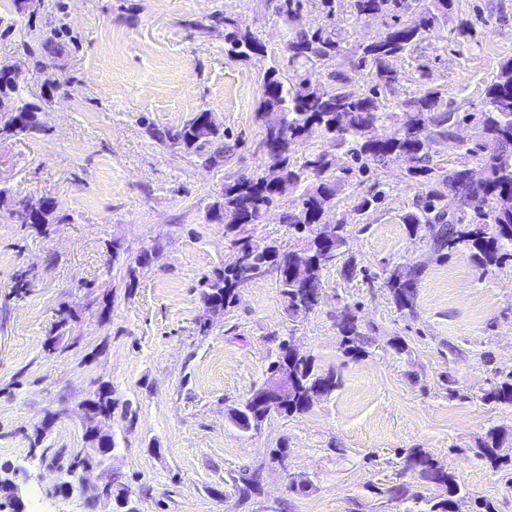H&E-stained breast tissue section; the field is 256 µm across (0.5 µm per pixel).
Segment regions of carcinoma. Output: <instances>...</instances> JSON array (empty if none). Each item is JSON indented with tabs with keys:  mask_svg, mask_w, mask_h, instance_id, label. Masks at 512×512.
<instances>
[{
	"mask_svg": "<svg viewBox=\"0 0 512 512\" xmlns=\"http://www.w3.org/2000/svg\"><path fill=\"white\" fill-rule=\"evenodd\" d=\"M452 0H350L349 19L355 21L369 14L383 13L392 23L387 31L370 42L360 43L355 53L358 64L372 69L373 85L367 94H355L328 85L340 81L341 74L332 70L336 61L345 57L336 28L315 31L291 30L282 61L269 67L264 77V92L258 112L264 125L262 146L270 145L276 153L277 172L263 174L257 167L247 179L237 178L224 183V192L213 205V216L224 224V232L232 245L250 246L253 224L269 210L277 198V182L288 180L304 187L301 210L282 215V223L293 228L302 241V248L284 251L271 246V252H248L243 268L216 271L203 282V298L215 301L226 310L237 302L241 281L259 280L276 274L281 296L288 314L306 316L314 311L320 295L323 271L343 263L347 276L365 273L356 270L351 259H344L350 225L339 219L330 224V236L319 239L313 226L326 223L325 215L333 207V199L341 179L333 175L327 152L314 150L301 159L293 158L295 140L316 126L330 144L346 149L357 168L345 173L366 174V161L385 163L393 157L406 163V177L420 191L416 211L403 217L408 234L431 231L430 248L438 258L464 248L472 253L476 264L486 270L506 260L512 261V60L501 64L499 72L486 89L488 109L479 119V142L466 152L481 155L485 170L480 184L469 182L467 169L447 168L434 163V144L448 137V120L452 113L436 110L440 93L428 89L410 101V111L398 114L384 112L377 104V95L399 81V73L390 59L412 52L423 36L429 33L441 16L448 15ZM225 42L232 57L249 59L264 54V46L249 31L224 22ZM328 66L326 81L299 74V66ZM26 114L19 126L6 131L31 134L37 131L39 106L22 102L18 106ZM395 126L390 135L378 131ZM167 138L195 153L208 164L224 153L219 129L210 124L206 112H198L184 125L171 130ZM380 185H373L359 203L362 212L384 198ZM419 263H399L385 268L384 284L397 310L404 315L415 313L416 289L424 276ZM341 349L345 356L359 358L366 353L371 337L350 315L337 324ZM290 361L294 390L288 393V405L278 412L288 416L307 412L314 400L330 396L341 386V375L322 370L311 354L292 352L288 340L278 342L275 360L270 366ZM483 400L512 405V371L483 393ZM268 409L261 410L245 400L231 410L230 420L243 432L257 430ZM501 439L492 428L481 442V454L492 461L499 459L496 448ZM404 470L416 475L434 489V495L414 498V508L407 512H461L469 496L456 475L444 469L427 452L414 448L405 457ZM259 471L242 473L234 480L238 502L246 504L259 494Z\"/></svg>",
	"mask_w": 512,
	"mask_h": 512,
	"instance_id": "1",
	"label": "carcinoma"
}]
</instances>
